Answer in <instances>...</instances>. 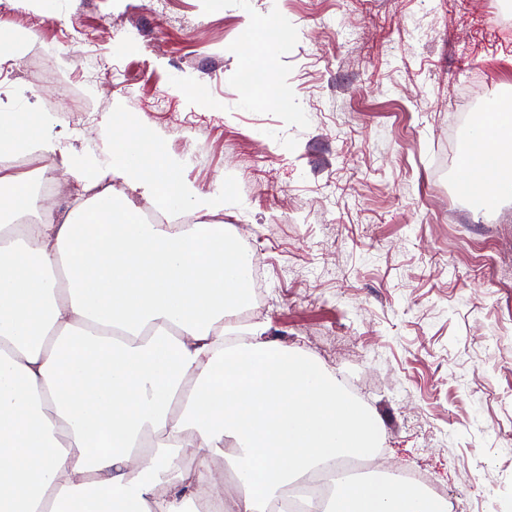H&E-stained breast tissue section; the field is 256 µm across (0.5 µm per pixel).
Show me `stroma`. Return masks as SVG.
Returning <instances> with one entry per match:
<instances>
[{"instance_id": "stroma-1", "label": "stroma", "mask_w": 512, "mask_h": 512, "mask_svg": "<svg viewBox=\"0 0 512 512\" xmlns=\"http://www.w3.org/2000/svg\"><path fill=\"white\" fill-rule=\"evenodd\" d=\"M0 103L74 162L113 122L187 159L249 248L264 299L234 325L310 354L382 426L393 471L463 512H512V199L471 208L465 126L512 94V38L473 0H13ZM282 49L243 64L248 20ZM134 95L103 92L115 74ZM259 88L247 99V85Z\"/></svg>"}]
</instances>
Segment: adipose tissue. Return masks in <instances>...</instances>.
I'll use <instances>...</instances> for the list:
<instances>
[{
  "label": "adipose tissue",
  "mask_w": 512,
  "mask_h": 512,
  "mask_svg": "<svg viewBox=\"0 0 512 512\" xmlns=\"http://www.w3.org/2000/svg\"><path fill=\"white\" fill-rule=\"evenodd\" d=\"M107 167L85 175L75 208L40 210L26 179L0 168V512H202L206 460L229 456L242 495L231 512H289L288 486L338 459L372 455L378 420L305 351L224 343L248 301L252 259L220 224L224 192L204 194L182 163L114 124ZM501 175L465 161L470 201L512 196V138L483 133ZM44 118L0 105V156L54 153ZM118 177L160 212L199 214L172 229L125 205ZM33 222L19 223L25 213ZM302 512H443L401 478L341 476Z\"/></svg>",
  "instance_id": "obj_1"
}]
</instances>
